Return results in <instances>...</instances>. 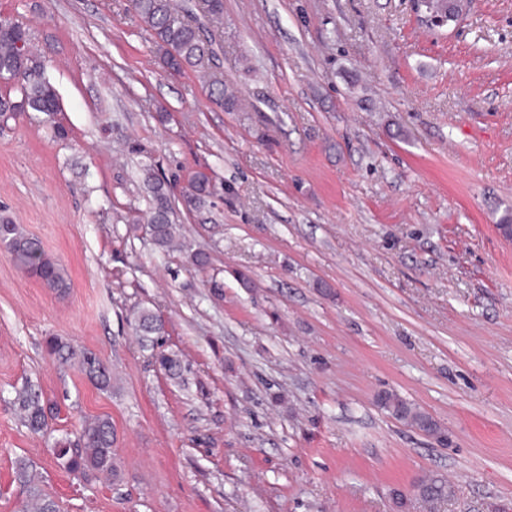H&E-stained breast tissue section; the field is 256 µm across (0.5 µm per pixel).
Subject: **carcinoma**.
I'll return each mask as SVG.
<instances>
[{
  "instance_id": "1",
  "label": "carcinoma",
  "mask_w": 512,
  "mask_h": 512,
  "mask_svg": "<svg viewBox=\"0 0 512 512\" xmlns=\"http://www.w3.org/2000/svg\"><path fill=\"white\" fill-rule=\"evenodd\" d=\"M131 8L141 23L151 32L152 41L162 53L165 68L176 74L190 68L207 80L215 101L233 110L238 99L226 93L221 72L222 46L220 38L224 26V0H200L189 9L178 0H131ZM0 80L9 89L0 92V126L22 112H38L53 122L55 137L65 139L67 129L54 121L61 111L59 96L54 85L43 75V65L34 51L29 32L23 26L0 21ZM143 182L150 193L147 223L151 224L153 243L166 249L177 236L172 198L179 190L180 201L188 212L203 215L209 211L215 194L209 176L196 172L181 187L157 176L153 165L143 167ZM0 249L23 273L39 278L45 287L62 295L69 289L64 270L43 249L40 241L26 234L20 225L6 213H0ZM136 329L145 333L158 330L155 316L141 310L134 318ZM51 353L61 360L73 361L81 371L102 387L112 383L107 365L89 349H78L54 336L48 340ZM16 403L25 425L35 433L48 434L51 427L45 412L42 393L32 387L16 397ZM379 405L406 425L432 433L436 422L427 413L394 393L380 397ZM56 459L70 472L87 475L106 472L118 476L114 430L107 418L84 423L76 441L57 440L53 448ZM17 477L30 486V509L23 512H58L56 502L35 487V476L25 463L19 464ZM416 499L425 512H440V508L455 497V487L442 475H429L416 484Z\"/></svg>"
}]
</instances>
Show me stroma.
Instances as JSON below:
<instances>
[{"instance_id": "1", "label": "stroma", "mask_w": 512, "mask_h": 512, "mask_svg": "<svg viewBox=\"0 0 512 512\" xmlns=\"http://www.w3.org/2000/svg\"><path fill=\"white\" fill-rule=\"evenodd\" d=\"M0 19L29 28L69 130L0 129V209L71 282L58 298L0 253V512L28 499L21 461L59 512H393L431 471L446 512H512V0L438 32L408 0H224L234 112L163 68L130 0H0ZM148 160L232 189L208 222L178 210L181 249L148 233ZM143 308L160 332L136 334ZM29 382L52 435L13 407ZM100 416L119 478L67 474L55 440ZM48 347L51 353L58 356L62 361H73L78 364L81 371L102 387H109L112 383V374L107 365L89 349H78L69 342L54 336L48 340ZM378 404L397 420L419 431L430 434L433 432L434 426V432H438L439 430L437 423L434 422L431 416L402 399L397 394L385 393L384 396L380 397Z\"/></svg>"}]
</instances>
